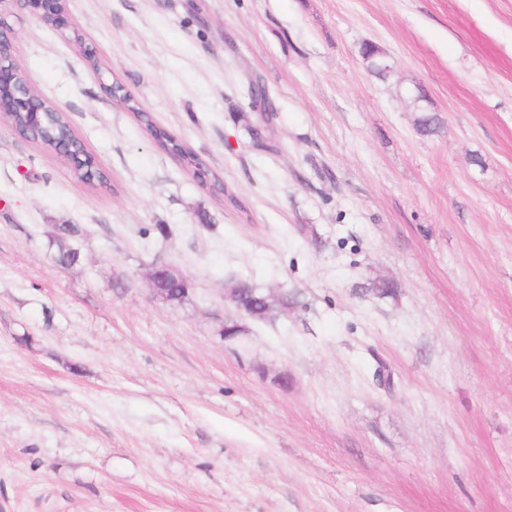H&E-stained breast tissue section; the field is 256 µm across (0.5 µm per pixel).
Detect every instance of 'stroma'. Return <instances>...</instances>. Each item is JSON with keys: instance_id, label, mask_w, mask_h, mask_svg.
Segmentation results:
<instances>
[{"instance_id": "stroma-1", "label": "stroma", "mask_w": 512, "mask_h": 512, "mask_svg": "<svg viewBox=\"0 0 512 512\" xmlns=\"http://www.w3.org/2000/svg\"><path fill=\"white\" fill-rule=\"evenodd\" d=\"M66 9L83 44L6 14L15 63L107 184L0 122V512H512V0ZM155 263L189 302L152 300ZM238 278L299 304L224 339ZM127 107L133 112L139 125L161 150L175 158L183 170L191 174L194 179L201 183L204 180L207 181L209 170L194 151L187 148L180 139L170 132L156 126L151 117L146 112H142L134 102H130ZM88 156L92 162V167L85 165L81 166V164H71L66 158L62 157L65 162H67L70 167L75 171L78 177L84 181L85 183L92 186H106L107 181L100 169L99 163L95 156L88 151ZM82 234L78 224H57L53 229L52 243L58 247L57 262L62 267L75 265L80 260L78 248L71 243Z\"/></svg>"}]
</instances>
